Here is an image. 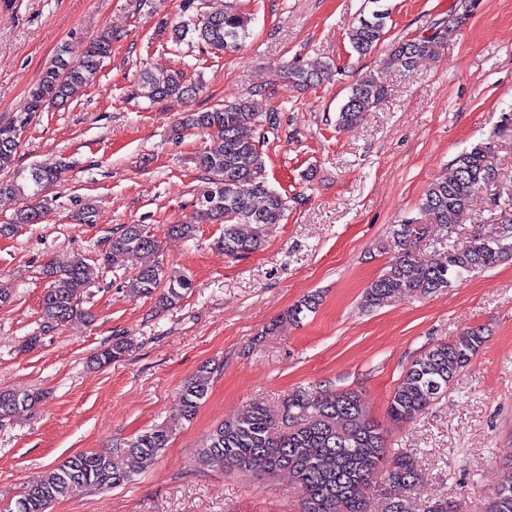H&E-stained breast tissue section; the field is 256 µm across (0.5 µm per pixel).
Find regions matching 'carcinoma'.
<instances>
[{"label":"carcinoma","mask_w":512,"mask_h":512,"mask_svg":"<svg viewBox=\"0 0 512 512\" xmlns=\"http://www.w3.org/2000/svg\"><path fill=\"white\" fill-rule=\"evenodd\" d=\"M372 8L360 15L348 33L354 52L372 53L383 43L391 11L387 0H367ZM251 18L230 0L215 6L202 17L158 31L170 32L178 44L187 35L214 53L240 49L249 37ZM435 33L392 45L387 65L407 72L423 57L435 55L448 45L456 31V19L434 24ZM112 52V34L102 32L81 51L62 48L43 70L30 91L23 110L0 122V171L12 167L22 135L36 114L49 106H61L76 86L92 83ZM329 76L328 67L297 68L288 71V84L313 87ZM200 88L185 79L183 72L156 76L139 74L132 94L151 101L191 100ZM387 94L378 79L369 74L350 88L341 106L336 125L350 128ZM185 129H197L210 136V145L194 156L197 169L210 181L208 191L197 199L194 223L174 224L171 235L188 239L199 224L224 225L219 241L224 254L240 258L261 248L267 230L279 224L287 201L271 189L263 173L265 158L263 133L279 130L275 111L258 112L249 99L226 101L206 111L189 112L181 121ZM493 142L476 145L452 160V177L438 181L426 190L420 210L433 224H458L470 210L479 190L498 177L494 165ZM62 180L58 167L35 165L18 171L0 182V194L10 193L24 200L12 217V224H35L49 200L46 191ZM415 231L412 222L398 224L390 233L388 247L394 253L389 269L371 282L364 295L368 308L380 307L392 298L415 290L437 293L452 281L493 266L501 253L512 250V221L507 219L496 236L478 235L462 248L435 250L437 258L419 264L408 251ZM158 241L142 224H126L112 237L108 247L89 264L78 258L59 270H50V285L41 301L42 329L52 330L82 313L88 288L106 269L120 267L140 254H152ZM126 288L133 294L156 301L164 309L175 305L191 288L190 279L172 274L158 262L134 268ZM317 298L308 295L275 319L269 326L274 333L285 323H297L307 311L315 309ZM485 342L479 328L460 333L440 343L406 369L387 406V421L392 425L409 422L439 399L477 354ZM132 350V342L117 338L101 347L93 362L107 367ZM210 371L201 368L188 379L180 393L181 414L194 418L207 397ZM39 392L0 390V418L20 409H31L41 401ZM170 433L165 426L150 428L115 448L76 454L51 468L41 481L27 487L8 512H48L50 506L84 490L116 488L131 481L134 471L155 464L167 447ZM200 460L224 461L227 469L248 475L260 468L268 475L281 471L292 474L300 491V512H369L370 495L384 499L383 512H412L404 492L419 482L413 453L389 451L382 425L370 418L361 397L354 391L307 387L295 389L282 398L278 409L252 404L241 415L224 420L204 440ZM486 512H512V462L502 465V477L489 497Z\"/></svg>","instance_id":"cac0c4a2"}]
</instances>
